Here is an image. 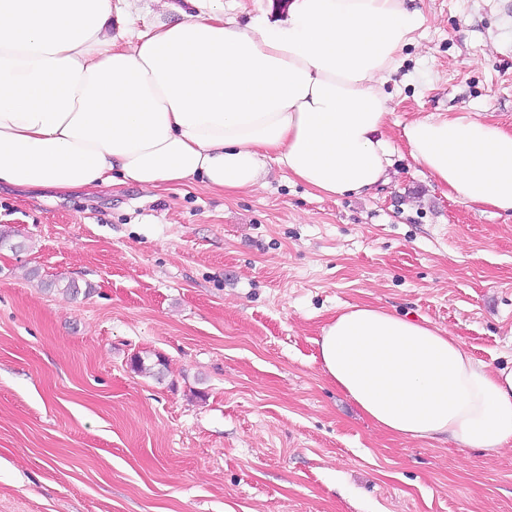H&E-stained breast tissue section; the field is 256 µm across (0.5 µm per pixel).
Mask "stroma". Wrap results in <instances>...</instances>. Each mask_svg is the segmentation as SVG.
Wrapping results in <instances>:
<instances>
[{
	"instance_id": "1",
	"label": "stroma",
	"mask_w": 512,
	"mask_h": 512,
	"mask_svg": "<svg viewBox=\"0 0 512 512\" xmlns=\"http://www.w3.org/2000/svg\"><path fill=\"white\" fill-rule=\"evenodd\" d=\"M408 2L426 21L368 194L274 162L230 194L0 188V512H512L511 445L385 433L317 358L370 304L512 364V214L438 186L401 137L426 114L512 131V0Z\"/></svg>"
}]
</instances>
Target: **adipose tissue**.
<instances>
[{
  "label": "adipose tissue",
  "instance_id": "ef3b65f1",
  "mask_svg": "<svg viewBox=\"0 0 512 512\" xmlns=\"http://www.w3.org/2000/svg\"><path fill=\"white\" fill-rule=\"evenodd\" d=\"M112 37L116 0H0V185L60 192L194 179L230 193L268 159L317 193L385 183L384 87L425 23L405 0H291L247 26L224 0ZM413 160L470 205L512 213V132L466 117L406 123ZM320 365L379 428L492 451L512 445V368L488 369L426 321L337 313Z\"/></svg>",
  "mask_w": 512,
  "mask_h": 512
}]
</instances>
